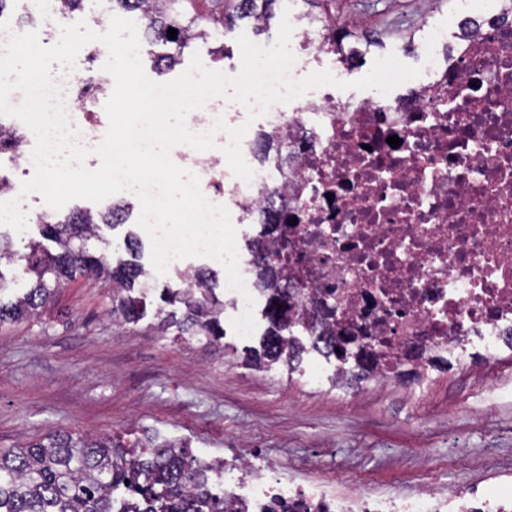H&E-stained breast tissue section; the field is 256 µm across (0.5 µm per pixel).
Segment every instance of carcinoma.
Returning <instances> with one entry per match:
<instances>
[{
  "instance_id": "carcinoma-1",
  "label": "carcinoma",
  "mask_w": 512,
  "mask_h": 512,
  "mask_svg": "<svg viewBox=\"0 0 512 512\" xmlns=\"http://www.w3.org/2000/svg\"><path fill=\"white\" fill-rule=\"evenodd\" d=\"M282 0H112L122 13L143 15L148 42L169 46V52L151 57L154 68H174L183 52L198 39L231 29L248 20L259 33L271 30ZM330 0H300L306 16L329 17ZM177 30L176 39L168 29ZM124 208L112 206L106 214L77 213L55 223L41 225L42 234L57 241L60 251L49 254L40 245H28L29 253L18 255L9 240L0 235V265L25 261L24 292L8 301L1 294L9 289L0 269V323L35 314L55 291L76 273H94L112 283V318L135 323L146 314L142 285L147 272L131 260L110 261L96 255L85 241L99 236L101 227L120 223ZM261 287L267 296L264 311L270 329L255 366L276 363L292 372L305 354L315 351L333 357L346 374V384L369 381L373 347L377 337L338 333L315 336L305 343L293 335L290 317L300 314L302 300L293 288L279 284L272 271L279 253L266 255L261 241L253 243ZM212 278L186 276L183 287L163 289L156 315L159 326L177 328L181 335L214 343L224 337V302L211 288ZM181 305L176 317L165 306ZM214 463L173 443L120 445L107 436L82 437L70 433L49 434L17 448H0V512H224V498L211 492Z\"/></svg>"
}]
</instances>
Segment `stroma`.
Listing matches in <instances>:
<instances>
[{
	"label": "stroma",
	"mask_w": 512,
	"mask_h": 512,
	"mask_svg": "<svg viewBox=\"0 0 512 512\" xmlns=\"http://www.w3.org/2000/svg\"><path fill=\"white\" fill-rule=\"evenodd\" d=\"M454 8L455 0L330 5L351 30L383 35V48L355 63L356 80L389 54L416 65L407 34L430 26L455 37ZM251 31L241 22L197 41L163 73L151 56L165 45L142 44L140 58L156 82L179 76L196 54L207 69L227 71L239 64L237 37ZM218 45L220 61L212 55ZM267 326L260 314L256 337L228 332L213 344L160 330L150 313L119 326L103 278L76 276L33 316L0 324V448L61 430L108 434L126 445L184 442L207 458L243 448L278 477L340 493L410 491L426 482L497 485L495 467L512 468V354L462 360L415 381L347 388L333 385L334 363L315 353L289 375L245 364V350L258 346Z\"/></svg>",
	"instance_id": "stroma-1"
}]
</instances>
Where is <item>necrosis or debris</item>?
<instances>
[{
	"mask_svg": "<svg viewBox=\"0 0 512 512\" xmlns=\"http://www.w3.org/2000/svg\"><path fill=\"white\" fill-rule=\"evenodd\" d=\"M480 27L450 43L429 28L417 46L420 77L389 94L357 97L332 86L273 105L256 120L233 101L209 100L188 127L216 117L248 125L241 150L255 175H233L221 151L181 154L203 194L221 201L237 242L263 236L288 247L282 283L304 289L303 311L321 335L343 330L381 337L373 373L388 382L417 348L464 356L512 347V11L507 0H462ZM291 74L323 70L334 52L333 22L293 20ZM79 80L61 68L54 82L80 143L95 149L102 116L86 111ZM398 136L399 147L387 139ZM281 143L274 154L261 142ZM281 224L269 227L271 214ZM225 512H512V494L478 484L415 494L328 490L276 477L246 452L223 458Z\"/></svg>",
	"mask_w": 512,
	"mask_h": 512,
	"instance_id": "obj_1",
	"label": "necrosis or debris"
}]
</instances>
